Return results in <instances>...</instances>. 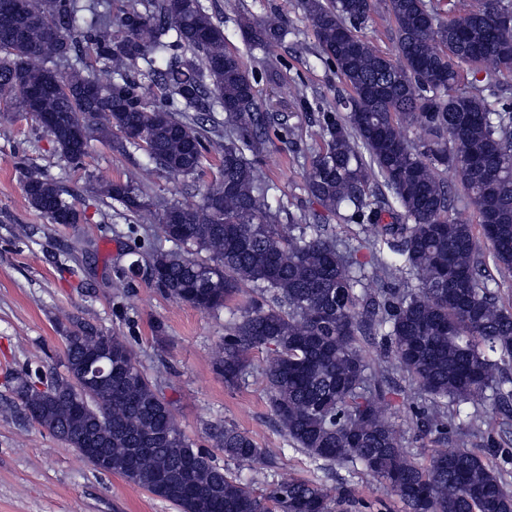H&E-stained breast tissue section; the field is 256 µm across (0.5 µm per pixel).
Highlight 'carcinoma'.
Instances as JSON below:
<instances>
[{
  "label": "carcinoma",
  "mask_w": 512,
  "mask_h": 512,
  "mask_svg": "<svg viewBox=\"0 0 512 512\" xmlns=\"http://www.w3.org/2000/svg\"><path fill=\"white\" fill-rule=\"evenodd\" d=\"M11 0L0 8V107L56 118L60 157L82 164L93 140L146 152L156 168L193 176L207 144L224 140L220 177L198 203L144 201L137 182L98 184L132 215L147 214L161 246L149 270L159 290L200 310L227 307L245 285L257 296L230 311L215 358L224 382L258 370L270 411L288 445L315 461L385 482L408 512H512V482L481 454L485 428L512 418V311L486 273V256L512 270V100L493 106L485 92L512 73V27L486 18L512 12V0H477L459 11L426 0H301L322 54L349 89L346 113L320 120L322 147L306 190L323 209L361 224L359 261L340 248L317 214L267 202L261 161L274 127L290 139L288 115L261 108L255 79L226 47L224 27L202 0ZM253 49L269 51L288 30L283 17L256 18L226 0ZM384 11L394 53L359 29ZM103 64L106 84L89 67ZM481 82L466 84L462 66ZM97 87L88 103L70 90ZM224 113V120L214 113ZM412 127L426 131L415 143ZM451 171L476 210L457 206L442 178ZM382 182L390 193L374 189ZM29 204L51 223H79L66 190L38 172L23 174ZM391 222L382 223L383 215ZM489 254H484L480 242ZM376 341L394 366L373 365L362 341ZM60 367L16 373L10 420L36 425L103 472L178 512H349L345 490L316 478L281 480L256 490L220 465L213 449L243 464L274 465L266 449L228 424L207 428L198 448L178 427L170 403L139 365L124 336L76 320L62 336ZM107 351L132 373L84 381L89 358ZM415 386L407 400L418 432L432 435L426 464L410 456L387 419L391 370ZM473 411L461 419V406ZM457 447L448 449V437Z\"/></svg>",
  "instance_id": "carcinoma-1"
}]
</instances>
